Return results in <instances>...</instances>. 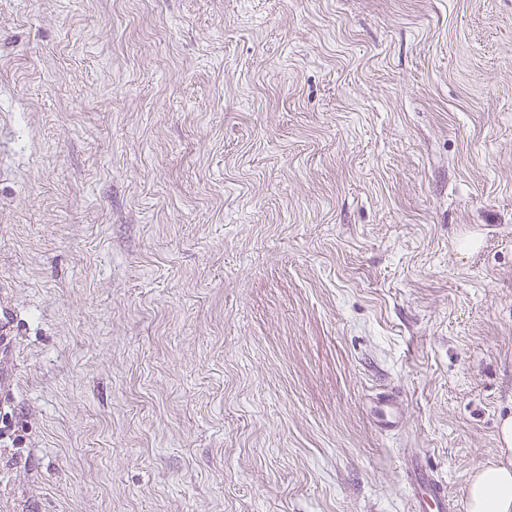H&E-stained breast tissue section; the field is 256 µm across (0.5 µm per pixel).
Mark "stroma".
Segmentation results:
<instances>
[{
  "label": "stroma",
  "mask_w": 512,
  "mask_h": 512,
  "mask_svg": "<svg viewBox=\"0 0 512 512\" xmlns=\"http://www.w3.org/2000/svg\"><path fill=\"white\" fill-rule=\"evenodd\" d=\"M0 324V512H469L512 0H0ZM411 508L417 512H454L444 482L422 467H416L407 477ZM421 510V511H420Z\"/></svg>",
  "instance_id": "35a3bbf8"
}]
</instances>
